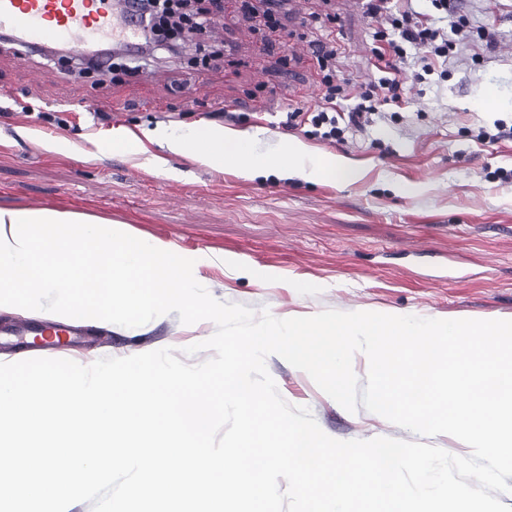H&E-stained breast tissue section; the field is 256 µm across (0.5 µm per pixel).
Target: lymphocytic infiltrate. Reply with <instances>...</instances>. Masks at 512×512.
<instances>
[{
  "mask_svg": "<svg viewBox=\"0 0 512 512\" xmlns=\"http://www.w3.org/2000/svg\"><path fill=\"white\" fill-rule=\"evenodd\" d=\"M140 3L151 35L171 36L167 49L172 53L191 43L194 34L209 28L222 10L220 0H210L208 5L187 11L179 10L175 0H140ZM366 9L368 14L383 13L389 19V29L373 34L374 53L384 63V77L360 95H352L348 82L336 77L335 43L328 39L314 41L312 49L322 73L323 96L314 109L286 112L281 121L283 128L293 130L308 126L313 135L322 140H339L345 130L360 126L362 118L375 111L378 104L397 101L398 74L408 60L409 48L426 50L435 57L448 56L456 46V36L468 26L466 19L461 18L453 23L450 32L444 33L429 25L426 14L412 6L390 11L388 0H367ZM344 101L351 104L345 112L339 109Z\"/></svg>",
  "mask_w": 512,
  "mask_h": 512,
  "instance_id": "lymphocytic-infiltrate-1",
  "label": "lymphocytic infiltrate"
}]
</instances>
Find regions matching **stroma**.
Masks as SVG:
<instances>
[{"label": "stroma", "instance_id": "obj_1", "mask_svg": "<svg viewBox=\"0 0 512 512\" xmlns=\"http://www.w3.org/2000/svg\"><path fill=\"white\" fill-rule=\"evenodd\" d=\"M440 26L466 18L489 28L491 44L473 41L434 58L418 75L405 67L401 100L379 106L362 126L329 143L303 130H284L266 112L309 109L322 95L311 40L336 41V77L354 92L380 76L372 34L378 24L348 0H291L287 34H262L224 0V20L206 43L234 37L233 62L197 73L190 55L147 57L156 72L119 76L99 93L90 78L73 77L47 57L22 59L0 49V207L36 205L123 225L155 247L193 259V275L217 300L279 319L325 310L412 314L432 319L512 320V139H495V121L512 125V0H449ZM319 17L320 28L306 21ZM83 101L111 112L100 125ZM68 110L66 126L39 112ZM177 120H170V113ZM235 112L239 130L263 147L299 141L314 156L336 155L358 167L350 183L273 175L247 179L233 167H205L168 152L165 144H117L96 150L115 132L158 127L188 132L221 126ZM64 138L66 150L44 141ZM53 313L0 309V363L61 357L82 365L102 357L177 350L210 338L213 322L182 324L170 313L138 327H94L62 351L17 349L18 323L54 322ZM282 398L308 407L337 440H413L365 408L348 412L304 371L277 355L266 360Z\"/></svg>", "mask_w": 512, "mask_h": 512}]
</instances>
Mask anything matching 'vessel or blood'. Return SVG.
<instances>
[{
    "label": "vessel or blood",
    "instance_id": "obj_1",
    "mask_svg": "<svg viewBox=\"0 0 512 512\" xmlns=\"http://www.w3.org/2000/svg\"><path fill=\"white\" fill-rule=\"evenodd\" d=\"M0 38L31 55L57 43L80 53L95 43L149 50L133 0H0Z\"/></svg>",
    "mask_w": 512,
    "mask_h": 512
}]
</instances>
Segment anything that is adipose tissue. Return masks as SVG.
Returning a JSON list of instances; mask_svg holds the SVG:
<instances>
[{"label":"adipose tissue","mask_w":512,"mask_h":512,"mask_svg":"<svg viewBox=\"0 0 512 512\" xmlns=\"http://www.w3.org/2000/svg\"><path fill=\"white\" fill-rule=\"evenodd\" d=\"M256 136L249 131H233L204 126L185 135H165L168 149L214 167L231 164L247 175L287 174L293 171L307 178H331L343 183L353 181L358 172L343 159L307 160L305 150L291 143L279 152L261 156L255 153Z\"/></svg>","instance_id":"ef3b65f1"}]
</instances>
